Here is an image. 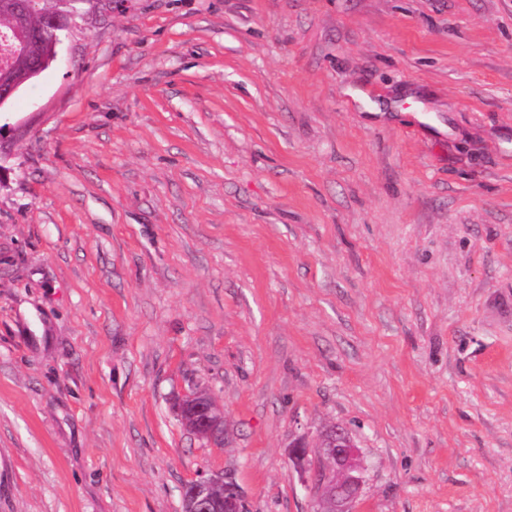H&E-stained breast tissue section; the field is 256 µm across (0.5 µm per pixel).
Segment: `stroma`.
<instances>
[{
	"instance_id": "obj_1",
	"label": "stroma",
	"mask_w": 512,
	"mask_h": 512,
	"mask_svg": "<svg viewBox=\"0 0 512 512\" xmlns=\"http://www.w3.org/2000/svg\"><path fill=\"white\" fill-rule=\"evenodd\" d=\"M76 8L0 107V512H315L334 424L356 512H512V0ZM179 412L183 424L199 437L216 442L224 436V415L202 392L186 396ZM319 460L311 475L319 512H354L365 484V468L352 437L340 426L320 438ZM219 485L224 487L222 496L212 492ZM182 495L188 505L185 509L184 504L186 512H242L244 508L243 493L238 485L219 474H198L183 486Z\"/></svg>"
}]
</instances>
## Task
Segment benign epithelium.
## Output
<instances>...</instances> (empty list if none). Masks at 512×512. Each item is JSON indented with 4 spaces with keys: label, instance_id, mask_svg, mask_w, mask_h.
I'll return each mask as SVG.
<instances>
[{
    "label": "benign epithelium",
    "instance_id": "7a95c632",
    "mask_svg": "<svg viewBox=\"0 0 512 512\" xmlns=\"http://www.w3.org/2000/svg\"><path fill=\"white\" fill-rule=\"evenodd\" d=\"M27 0H3L0 12L11 17L13 27L25 26ZM74 10H59L49 19L47 31L68 28ZM183 424L201 438L215 442L224 436V415L211 398L196 392L186 396L179 406ZM365 484V468L348 431L340 426L320 438L319 460L312 471L314 497L318 512H354L353 505ZM224 487L216 496L213 488ZM186 512H243V493L238 485L219 474L201 473L182 489Z\"/></svg>",
    "mask_w": 512,
    "mask_h": 512
}]
</instances>
